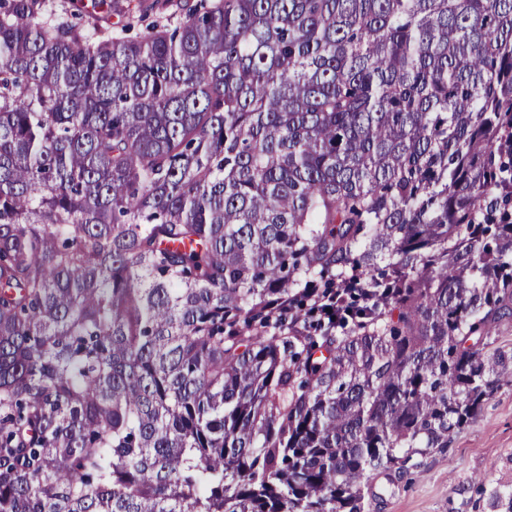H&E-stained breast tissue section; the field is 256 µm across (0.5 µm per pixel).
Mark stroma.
Returning a JSON list of instances; mask_svg holds the SVG:
<instances>
[{
	"mask_svg": "<svg viewBox=\"0 0 512 512\" xmlns=\"http://www.w3.org/2000/svg\"><path fill=\"white\" fill-rule=\"evenodd\" d=\"M512 473V382L485 402L480 415L448 439V449L428 455L411 479L385 487L375 512H482L479 483L492 484Z\"/></svg>",
	"mask_w": 512,
	"mask_h": 512,
	"instance_id": "stroma-1",
	"label": "stroma"
}]
</instances>
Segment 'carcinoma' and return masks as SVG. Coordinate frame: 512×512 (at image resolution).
<instances>
[{"mask_svg":"<svg viewBox=\"0 0 512 512\" xmlns=\"http://www.w3.org/2000/svg\"><path fill=\"white\" fill-rule=\"evenodd\" d=\"M168 6L0 0V512H370L512 382V0ZM46 17L55 23L79 24L84 28L92 26V18L85 11L69 7V0H45Z\"/></svg>","mask_w":512,"mask_h":512,"instance_id":"cac0c4a2","label":"carcinoma"}]
</instances>
